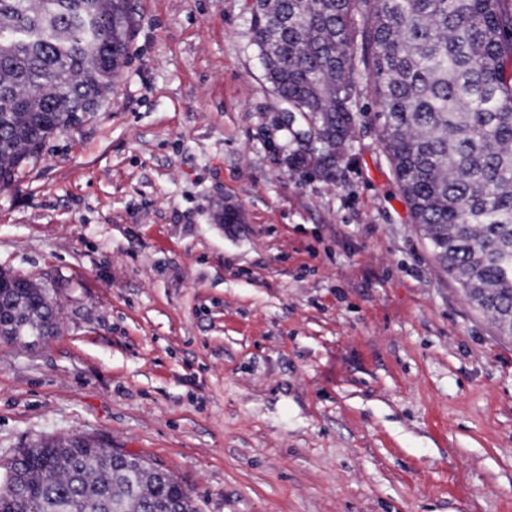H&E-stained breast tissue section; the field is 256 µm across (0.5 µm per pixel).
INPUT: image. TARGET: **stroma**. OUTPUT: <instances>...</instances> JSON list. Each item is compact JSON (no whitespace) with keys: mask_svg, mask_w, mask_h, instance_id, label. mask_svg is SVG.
Returning a JSON list of instances; mask_svg holds the SVG:
<instances>
[{"mask_svg":"<svg viewBox=\"0 0 512 512\" xmlns=\"http://www.w3.org/2000/svg\"><path fill=\"white\" fill-rule=\"evenodd\" d=\"M249 3L134 0L105 108L0 190V268L60 323L0 341V470L89 435L199 512H512V338L413 224L368 95L333 180L289 166Z\"/></svg>","mask_w":512,"mask_h":512,"instance_id":"obj_1","label":"stroma"}]
</instances>
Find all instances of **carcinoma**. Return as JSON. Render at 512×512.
<instances>
[{
	"label": "carcinoma",
	"mask_w": 512,
	"mask_h": 512,
	"mask_svg": "<svg viewBox=\"0 0 512 512\" xmlns=\"http://www.w3.org/2000/svg\"><path fill=\"white\" fill-rule=\"evenodd\" d=\"M131 0H0V188L44 143L100 111L129 60ZM251 44L276 98L303 123L290 158L327 180V147L349 143L365 84L380 140L442 269L512 334V0H252ZM47 288L0 272V330H58ZM41 437L7 468L0 512H198L154 462L112 468Z\"/></svg>",
	"instance_id": "1"
}]
</instances>
